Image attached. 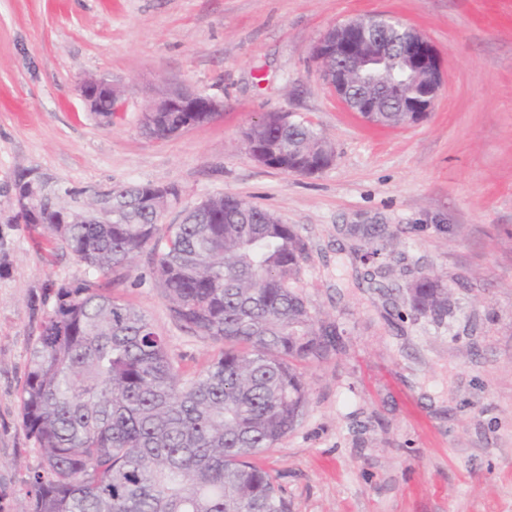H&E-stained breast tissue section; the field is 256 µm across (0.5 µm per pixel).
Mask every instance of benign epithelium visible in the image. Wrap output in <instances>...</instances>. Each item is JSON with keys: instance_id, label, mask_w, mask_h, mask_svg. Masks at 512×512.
Segmentation results:
<instances>
[{"instance_id": "1", "label": "benign epithelium", "mask_w": 512, "mask_h": 512, "mask_svg": "<svg viewBox=\"0 0 512 512\" xmlns=\"http://www.w3.org/2000/svg\"><path fill=\"white\" fill-rule=\"evenodd\" d=\"M382 22L397 24L409 33L399 53L390 51L375 29ZM315 58L323 79L351 112L369 114L380 111L376 87L393 85L404 90L402 111L414 117L423 116L433 108L440 91V61L433 46L412 26L391 15H369L336 26L335 37L324 36L315 46ZM351 86L360 90L361 103L351 101L348 95ZM78 92L93 112L103 121H108V116L99 108L98 98L103 94L119 99L110 82L83 79L78 83ZM220 110L221 104L213 97L192 92L171 93L150 108L152 112L203 111L213 114ZM23 184L24 190L15 192L18 207L14 216L16 223L32 217L35 200L52 196L49 178L37 169L24 172ZM150 204L158 215H163L170 205L166 188L156 187Z\"/></svg>"}]
</instances>
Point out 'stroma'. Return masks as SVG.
I'll return each mask as SVG.
<instances>
[{"instance_id": "35a3bbf8", "label": "stroma", "mask_w": 512, "mask_h": 512, "mask_svg": "<svg viewBox=\"0 0 512 512\" xmlns=\"http://www.w3.org/2000/svg\"><path fill=\"white\" fill-rule=\"evenodd\" d=\"M391 13L442 63L421 122L383 128L349 112L313 50L332 27ZM122 90L111 123L76 91ZM175 90L223 101L168 139L143 112ZM310 119L335 153L314 175L259 164L245 131L265 112ZM30 168L75 187H175L177 208L231 194L295 225L301 290L341 347L301 366L310 403L260 464L290 512H512V34L481 26L468 0H0V512H17L37 464L20 426L28 347L45 296L87 271L40 230L13 223ZM378 225L371 256L357 228ZM392 267L383 286L375 269ZM141 254L114 296L143 310L188 372L218 344L174 324ZM434 272L451 292L435 319L406 283Z\"/></svg>"}]
</instances>
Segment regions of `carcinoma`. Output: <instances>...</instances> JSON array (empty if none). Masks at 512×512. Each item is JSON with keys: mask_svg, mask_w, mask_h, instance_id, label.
I'll return each instance as SVG.
<instances>
[{"mask_svg": "<svg viewBox=\"0 0 512 512\" xmlns=\"http://www.w3.org/2000/svg\"><path fill=\"white\" fill-rule=\"evenodd\" d=\"M380 124L406 125L388 93ZM184 112H146L149 135L174 132ZM313 124L268 114L245 132L250 153L274 146L301 173L334 153ZM154 185H118L112 223L97 201L74 224H52L62 201H38L37 222L88 270L62 284L28 350L21 427L38 465L21 512H289L275 478L254 462L299 424L310 395L294 368L336 352V325L316 319L296 289L307 246L295 226L229 195L161 224ZM376 254L392 246L380 227L360 230ZM183 330L220 345L206 368L187 373L147 314L112 295L143 251ZM412 309L441 318L448 287L432 274L408 286Z\"/></svg>", "mask_w": 512, "mask_h": 512, "instance_id": "cac0c4a2", "label": "carcinoma"}]
</instances>
